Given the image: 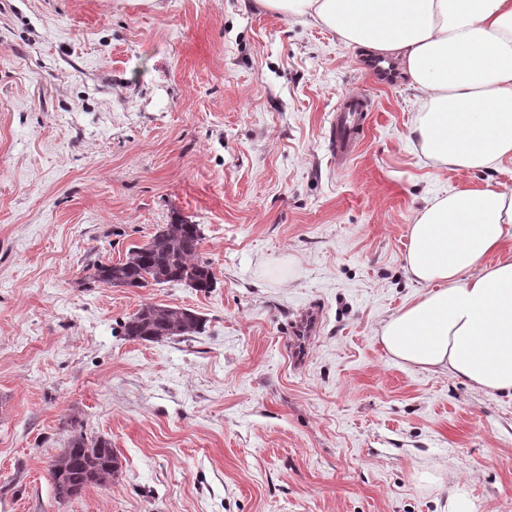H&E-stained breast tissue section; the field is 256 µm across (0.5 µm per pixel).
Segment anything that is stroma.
I'll use <instances>...</instances> for the list:
<instances>
[{
	"mask_svg": "<svg viewBox=\"0 0 512 512\" xmlns=\"http://www.w3.org/2000/svg\"><path fill=\"white\" fill-rule=\"evenodd\" d=\"M364 59L254 0H0V512H512V397L380 340L423 290L418 211L470 178L413 139L403 73ZM358 93L340 168L331 120ZM177 219L215 288L85 287ZM147 303L202 332L129 340ZM75 420L121 471L61 501ZM373 106L369 97H347L336 106L330 129V143L336 164L349 161L368 128Z\"/></svg>",
	"mask_w": 512,
	"mask_h": 512,
	"instance_id": "1",
	"label": "stroma"
}]
</instances>
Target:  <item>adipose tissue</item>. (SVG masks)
<instances>
[{"instance_id":"obj_1","label":"adipose tissue","mask_w":512,"mask_h":512,"mask_svg":"<svg viewBox=\"0 0 512 512\" xmlns=\"http://www.w3.org/2000/svg\"><path fill=\"white\" fill-rule=\"evenodd\" d=\"M350 46L397 57L424 101L413 133L436 166L512 168V0H256ZM409 274L425 290L383 325L395 359L512 394V187L484 182L427 201Z\"/></svg>"}]
</instances>
